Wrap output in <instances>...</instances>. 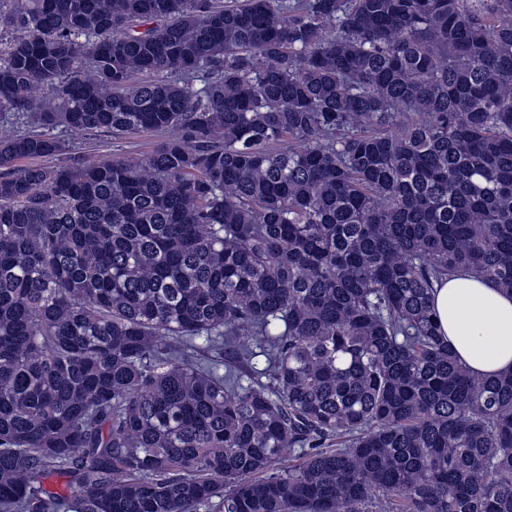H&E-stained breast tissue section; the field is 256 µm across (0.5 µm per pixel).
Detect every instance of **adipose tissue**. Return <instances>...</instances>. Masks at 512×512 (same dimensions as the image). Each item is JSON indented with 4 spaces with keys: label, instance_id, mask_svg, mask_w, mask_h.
Instances as JSON below:
<instances>
[{
    "label": "adipose tissue",
    "instance_id": "ef3b65f1",
    "mask_svg": "<svg viewBox=\"0 0 512 512\" xmlns=\"http://www.w3.org/2000/svg\"><path fill=\"white\" fill-rule=\"evenodd\" d=\"M433 306L442 340L471 373L512 372L511 292L462 271L436 286Z\"/></svg>",
    "mask_w": 512,
    "mask_h": 512
}]
</instances>
